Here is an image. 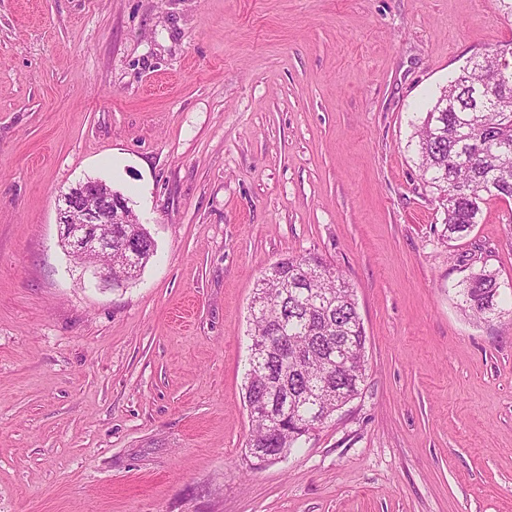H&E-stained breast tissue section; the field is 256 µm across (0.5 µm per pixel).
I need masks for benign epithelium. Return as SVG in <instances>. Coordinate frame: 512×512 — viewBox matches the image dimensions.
Here are the masks:
<instances>
[{
    "mask_svg": "<svg viewBox=\"0 0 512 512\" xmlns=\"http://www.w3.org/2000/svg\"><path fill=\"white\" fill-rule=\"evenodd\" d=\"M80 191L62 195L58 208L60 243L73 257L80 258L78 266L89 279L112 280V266L98 261L102 254H112V246L136 254L137 247L120 239H112V225L130 224L132 216L125 201L112 193L105 183L89 180L79 184Z\"/></svg>",
    "mask_w": 512,
    "mask_h": 512,
    "instance_id": "obj_1",
    "label": "benign epithelium"
}]
</instances>
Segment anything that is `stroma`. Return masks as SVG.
<instances>
[{
  "mask_svg": "<svg viewBox=\"0 0 512 512\" xmlns=\"http://www.w3.org/2000/svg\"><path fill=\"white\" fill-rule=\"evenodd\" d=\"M508 43L497 0H0V512H512V318L457 295L474 255L512 301V200L449 238L414 138ZM89 178L156 244L120 287L59 242ZM309 253L367 376L256 470L249 307Z\"/></svg>",
  "mask_w": 512,
  "mask_h": 512,
  "instance_id": "35a3bbf8",
  "label": "stroma"
}]
</instances>
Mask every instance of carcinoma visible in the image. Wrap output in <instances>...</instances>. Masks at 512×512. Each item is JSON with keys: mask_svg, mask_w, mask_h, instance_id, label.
Wrapping results in <instances>:
<instances>
[{"mask_svg": "<svg viewBox=\"0 0 512 512\" xmlns=\"http://www.w3.org/2000/svg\"><path fill=\"white\" fill-rule=\"evenodd\" d=\"M424 185L437 191L448 235L478 223L484 196L512 199V60L483 58L442 89L416 132ZM460 282L461 310L477 320L512 316L499 302L497 273L468 264ZM250 307L251 335L269 343L244 380L249 416L246 449L274 458L289 452L357 398L365 381L367 336L354 291L321 261L288 255L259 279Z\"/></svg>", "mask_w": 512, "mask_h": 512, "instance_id": "cac0c4a2", "label": "carcinoma"}]
</instances>
